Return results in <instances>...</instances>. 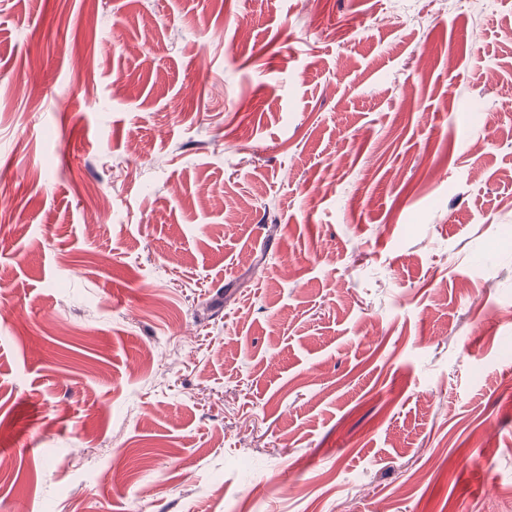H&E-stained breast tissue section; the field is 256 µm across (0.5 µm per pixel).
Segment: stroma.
I'll return each mask as SVG.
<instances>
[{
    "mask_svg": "<svg viewBox=\"0 0 512 512\" xmlns=\"http://www.w3.org/2000/svg\"><path fill=\"white\" fill-rule=\"evenodd\" d=\"M1 199L0 512H512V0H0Z\"/></svg>",
    "mask_w": 512,
    "mask_h": 512,
    "instance_id": "1",
    "label": "stroma"
}]
</instances>
